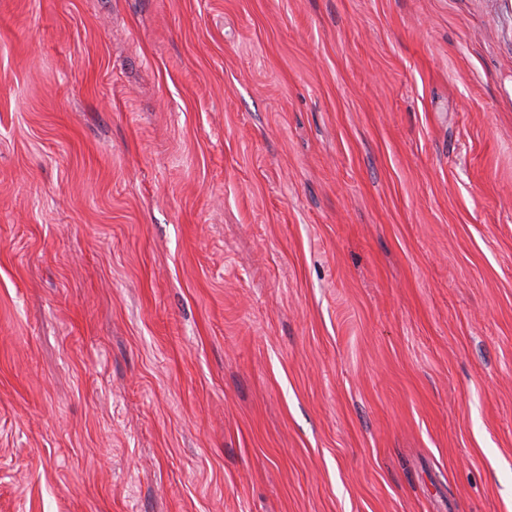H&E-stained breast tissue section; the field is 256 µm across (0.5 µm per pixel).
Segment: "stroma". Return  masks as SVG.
Masks as SVG:
<instances>
[{"mask_svg": "<svg viewBox=\"0 0 512 512\" xmlns=\"http://www.w3.org/2000/svg\"><path fill=\"white\" fill-rule=\"evenodd\" d=\"M0 512H512V0H0Z\"/></svg>", "mask_w": 512, "mask_h": 512, "instance_id": "stroma-1", "label": "stroma"}]
</instances>
